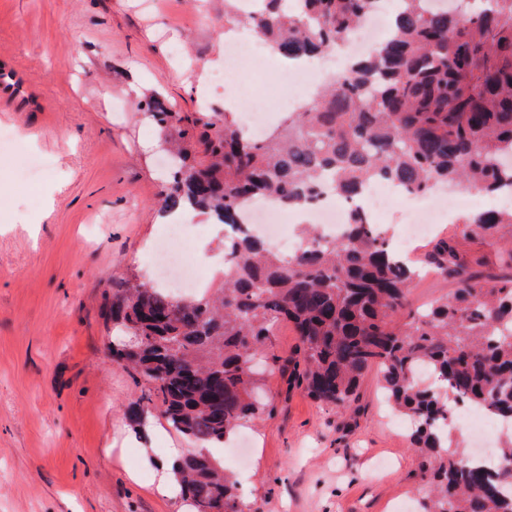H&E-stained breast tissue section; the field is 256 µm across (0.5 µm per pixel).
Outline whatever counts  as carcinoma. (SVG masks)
<instances>
[{
	"instance_id": "1",
	"label": "carcinoma",
	"mask_w": 512,
	"mask_h": 512,
	"mask_svg": "<svg viewBox=\"0 0 512 512\" xmlns=\"http://www.w3.org/2000/svg\"><path fill=\"white\" fill-rule=\"evenodd\" d=\"M256 2L247 22L293 60L323 52L380 0ZM435 2L400 0L390 39L260 139L229 112L153 107L176 156L161 212L190 206L233 227L246 200L303 205L325 172L348 199L375 179L414 195L456 184L512 194V0H474L465 18ZM461 224L465 240H508L497 252L508 274L473 271L454 241L439 238L424 264L454 288L404 327L392 317L407 306L416 270L357 209L338 242L301 228L302 246L288 258L237 230L224 243L233 260L220 287L202 295L138 280L112 295V360L198 445L173 470L182 500L195 512H245L238 483L209 449L264 409L251 361L287 322L298 336L289 384L312 399L346 411L378 369L384 397L411 422L420 512H512V430L498 466L486 467L454 445L452 428L463 406L512 425V208L470 213Z\"/></svg>"
}]
</instances>
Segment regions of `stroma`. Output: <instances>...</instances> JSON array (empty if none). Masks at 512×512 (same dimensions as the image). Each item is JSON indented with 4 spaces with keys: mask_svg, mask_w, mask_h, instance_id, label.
Returning a JSON list of instances; mask_svg holds the SVG:
<instances>
[{
    "mask_svg": "<svg viewBox=\"0 0 512 512\" xmlns=\"http://www.w3.org/2000/svg\"><path fill=\"white\" fill-rule=\"evenodd\" d=\"M227 27L224 0H0V70L18 83L0 127L48 163L33 180L0 160V512L183 510L157 493V464L195 444L156 412L130 425L145 387L113 361L102 306L150 273L162 231L153 102L250 106L182 66L222 68ZM264 384L273 410L234 447L251 512H417L419 457L376 373L344 413L289 386L286 367Z\"/></svg>",
    "mask_w": 512,
    "mask_h": 512,
    "instance_id": "stroma-1",
    "label": "stroma"
}]
</instances>
